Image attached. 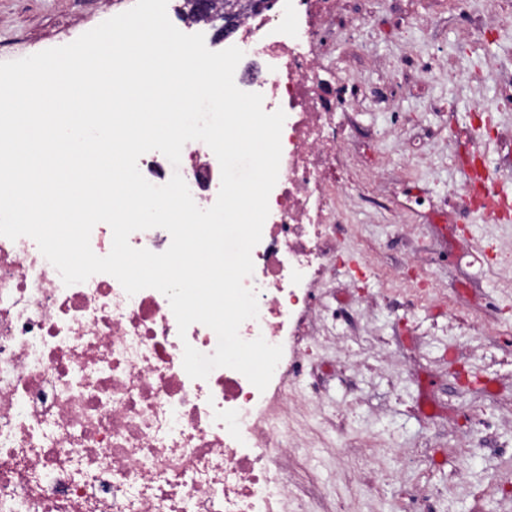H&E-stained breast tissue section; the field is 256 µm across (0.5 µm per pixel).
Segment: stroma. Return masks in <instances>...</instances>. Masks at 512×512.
Instances as JSON below:
<instances>
[{
	"label": "stroma",
	"instance_id": "1",
	"mask_svg": "<svg viewBox=\"0 0 512 512\" xmlns=\"http://www.w3.org/2000/svg\"><path fill=\"white\" fill-rule=\"evenodd\" d=\"M134 0H0V61L73 42ZM386 37L336 0V77L358 83L374 134L351 169L363 188L338 197L357 226L334 276L313 291L325 308L293 384L320 409L290 426L311 447L288 480L321 512H512V165L500 137L512 112L479 122L480 104L512 77V0L483 32L454 20L456 0H413ZM413 56L438 64L431 82L405 73ZM422 92L392 93L396 82ZM480 172L501 205L461 209L447 224L410 225L400 203L447 211L449 191Z\"/></svg>",
	"mask_w": 512,
	"mask_h": 512
}]
</instances>
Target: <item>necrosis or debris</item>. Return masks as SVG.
<instances>
[{"mask_svg":"<svg viewBox=\"0 0 512 512\" xmlns=\"http://www.w3.org/2000/svg\"><path fill=\"white\" fill-rule=\"evenodd\" d=\"M335 0H278L274 14H249L252 43L234 80L284 110L278 180L245 279L257 318L239 335L291 345L258 391L240 372L193 379L183 346L211 354L209 327L179 336L168 298L128 295L105 273L64 285L27 236H0V512H288L299 499L288 460L304 445L285 423L295 400L287 375L303 373L299 337L316 306L311 286L329 268L338 239L353 234L335 191L354 187L341 157L371 135L350 108L355 91L325 61L336 44ZM161 186L185 180L211 207L221 172L212 150L185 144L179 166L160 152L138 161Z\"/></svg>","mask_w":512,"mask_h":512,"instance_id":"1","label":"necrosis or debris"}]
</instances>
